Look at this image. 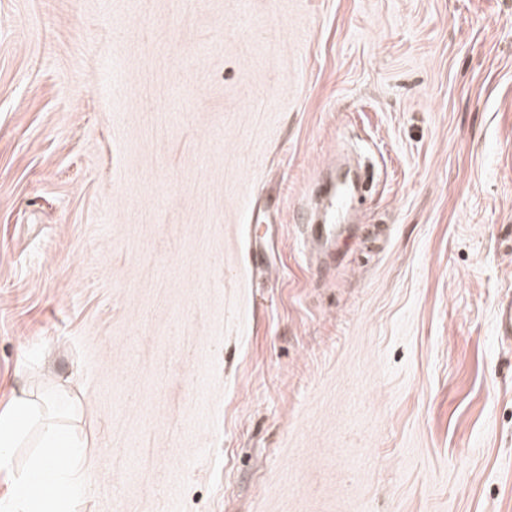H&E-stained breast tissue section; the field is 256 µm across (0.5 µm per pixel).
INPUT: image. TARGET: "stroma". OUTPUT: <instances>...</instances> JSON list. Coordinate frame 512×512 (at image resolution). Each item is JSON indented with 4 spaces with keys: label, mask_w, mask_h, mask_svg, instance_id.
<instances>
[{
    "label": "stroma",
    "mask_w": 512,
    "mask_h": 512,
    "mask_svg": "<svg viewBox=\"0 0 512 512\" xmlns=\"http://www.w3.org/2000/svg\"><path fill=\"white\" fill-rule=\"evenodd\" d=\"M510 295L512 0H0V411L69 405L73 512H512ZM357 192V183L349 172L339 171L331 184L324 180L317 182L313 196L320 200L321 217L317 219L315 210L306 212L301 227L309 251L318 258L330 257L336 248Z\"/></svg>",
    "instance_id": "1"
}]
</instances>
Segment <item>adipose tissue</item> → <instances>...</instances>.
Here are the masks:
<instances>
[{
  "mask_svg": "<svg viewBox=\"0 0 512 512\" xmlns=\"http://www.w3.org/2000/svg\"><path fill=\"white\" fill-rule=\"evenodd\" d=\"M33 428L40 433V449L31 457L27 475L15 484V508L17 512H72L82 489L84 450L62 424L45 419L37 402L24 391L0 413V470H11L15 448ZM60 452L69 457V466L58 465Z\"/></svg>",
  "mask_w": 512,
  "mask_h": 512,
  "instance_id": "adipose-tissue-1",
  "label": "adipose tissue"
}]
</instances>
